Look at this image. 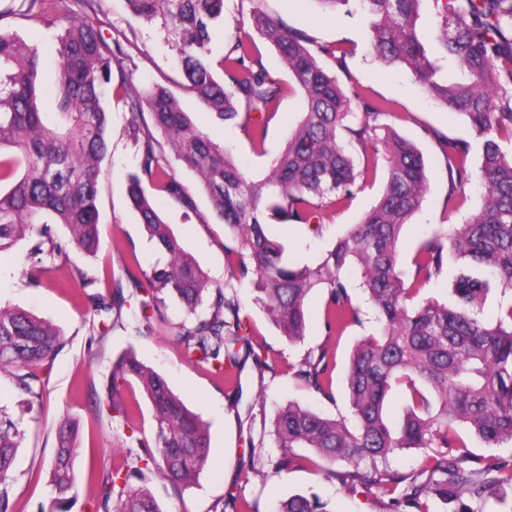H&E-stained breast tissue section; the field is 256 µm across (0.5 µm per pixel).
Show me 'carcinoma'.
<instances>
[{
  "label": "carcinoma",
  "instance_id": "obj_1",
  "mask_svg": "<svg viewBox=\"0 0 512 512\" xmlns=\"http://www.w3.org/2000/svg\"><path fill=\"white\" fill-rule=\"evenodd\" d=\"M431 3L432 26L424 37L417 22L420 6ZM325 8L369 17L370 45L387 67L406 68L415 83L448 111L465 119L473 142L452 139L448 146V202L466 198L473 173L471 150L479 156L484 188L479 207L460 224L415 248L410 268L401 253V232L419 211L427 187L424 156L411 141L381 123L388 105L371 101L355 86L343 87L323 65L330 58L343 70L352 50L342 43L319 44L302 30L250 8L224 54L210 48L213 28L224 22V0H125L130 14L158 22L176 39L184 90L201 101L215 119L241 128L263 146L268 116L275 112L283 85L262 64L257 41L270 43L299 86L304 111L285 147L268 163L260 180L248 175L233 156L194 124L165 86L153 87L146 102L128 80L119 90L129 108L128 134L138 147V170L127 175L129 205L149 241L167 260L139 278L126 271L131 290L116 284L112 295L88 293V307L107 329L123 316L149 320L160 311L166 292L196 320L182 324L177 340L187 361L206 364L229 379L242 357L255 354L241 316L236 286L247 281L283 336L293 343L305 336L306 301L312 290L326 291L324 323L341 335L360 319L349 293L347 274L356 273L375 313L377 329L353 348L346 373L351 415L328 417L295 403L277 407L272 435L283 449L282 464L307 448L327 464L341 463L330 476L343 488L376 490L385 512H429L428 499L454 503L451 512H486L493 499L512 509V455L473 465L463 435L488 447L512 442V303L497 316H484L495 291H512V0H315ZM20 16L46 23L56 33L60 65L55 77L52 119H44L37 50L6 19ZM120 42H110L90 16H78L68 0H20L0 11V253L21 241L30 254L53 260L72 250L91 255L100 248L99 182L108 152L110 112L104 93L112 89L113 67L123 68ZM455 66L451 79L444 64ZM163 135L161 144L152 134ZM198 177L231 244L224 285L211 286L199 263L157 210V195L175 204H192L190 188L166 158ZM384 161L383 191L362 221L353 225L314 266H298L285 248L269 239L265 224H304L319 233L328 208L353 198ZM71 233L59 242L53 225ZM453 259L450 299L409 302L445 272ZM214 299L204 316L209 290ZM60 334L47 321L20 308L0 305V374L30 399L42 397L32 368L53 357ZM332 355L325 346L307 354L295 373L330 396ZM136 381L151 405V437L129 435L142 449L112 466L95 503V512H161L146 487L159 476L173 487L196 481L206 466L210 436L200 416L172 391L167 379L129 351L113 363L99 412L129 419L121 388ZM401 389L408 405L391 420L386 398ZM24 432L0 409V512H13L9 489L12 467ZM51 465L56 494L51 512H68V494L78 475L76 429L64 423ZM412 450L424 454L422 467L409 475L387 468L392 457ZM279 512H326L316 498L289 497Z\"/></svg>",
  "mask_w": 512,
  "mask_h": 512
}]
</instances>
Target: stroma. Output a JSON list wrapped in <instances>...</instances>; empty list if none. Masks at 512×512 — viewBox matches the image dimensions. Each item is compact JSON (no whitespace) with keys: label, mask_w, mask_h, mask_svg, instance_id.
<instances>
[{"label":"stroma","mask_w":512,"mask_h":512,"mask_svg":"<svg viewBox=\"0 0 512 512\" xmlns=\"http://www.w3.org/2000/svg\"><path fill=\"white\" fill-rule=\"evenodd\" d=\"M265 13L282 18L288 25L307 30L324 43H347L352 53L347 58L348 78L374 100L387 102L386 119L400 135L414 141L424 154L428 168V190L419 212L404 228L402 249L411 254L417 244L451 224L461 223L479 205L483 188L472 182L464 203L447 206V139H469L464 119L430 99L405 69L382 67L370 49V31L365 15L349 18L322 9L316 0H258ZM76 13H89L105 38L127 35L123 45L124 68L114 71V81L128 78L140 93L156 84L168 87L178 97L193 122L217 143L230 149L236 162L255 178L266 174L271 156L290 138L302 110V98L295 82L283 66L274 47L261 45L265 67L281 79L285 92L276 115L269 124L264 151L254 149L239 127L217 122L194 97L179 87L178 54L175 40L160 24L133 18L123 0H93L91 8L76 6ZM13 28L26 41L37 45L44 82H51L58 67L57 41L48 27L16 19ZM111 113L108 133L109 151L102 163L104 175L100 189L101 249L94 256L70 253L48 262L40 283L24 277V270L38 265L26 245L0 254V304L26 309L61 330L63 343L53 360L36 366L35 372L45 385L42 398L31 402L15 389L11 379L0 378V404L22 420L24 438L11 486L13 512H46L51 506L50 466L58 443L62 421L78 429L79 452L75 467L80 479L71 493L70 512H94L106 471L124 444L129 428L147 433L152 427L147 401L137 386H125L122 400L134 409L131 426H123L97 415L95 402L112 364L127 350L165 376L176 395L191 410L200 413L210 427V453L206 467L194 485L172 490L168 483L151 480L149 487L162 512H243L254 505L258 512H276L280 501L295 494L317 497L327 512H380L375 496L365 490L348 493L336 479L320 467L299 460L285 471H277L280 448L271 436V417L275 406L290 402L321 414L337 417L348 414L345 373L353 344L374 328L372 309L359 287L357 277L349 283L355 303L365 316L363 324L349 326L342 335L327 336L324 326L326 293L316 289L306 309L304 341L288 343L263 308L255 304L250 283H243L239 297L250 317V332L255 346L267 359L247 360L240 373L238 388H230L203 366L185 361L177 342V328L186 323L181 305L166 300L160 315L149 321H125L99 342H91L93 316L86 308L81 289L71 287L74 269H82L95 278L100 292L112 289V280L122 277L124 267L140 263L142 271L161 261L162 256L148 243L143 227L129 209L125 181L135 170L136 148L127 135L128 110L119 97L107 102ZM179 178L189 186L196 183L192 172L179 170ZM384 171H377L341 209L329 211L321 235L312 236L300 224L269 223L267 234L282 242L288 258L297 264L317 262L327 249L352 224L376 203ZM194 208L161 201L167 224L184 248L199 262L210 283L226 279L224 244L228 235L214 215L207 197L192 194ZM333 348L336 369L333 373L332 399L309 388L297 378L292 366L308 352L322 346ZM251 434L261 443L259 459H251L241 445L242 434Z\"/></svg>","instance_id":"obj_1"}]
</instances>
